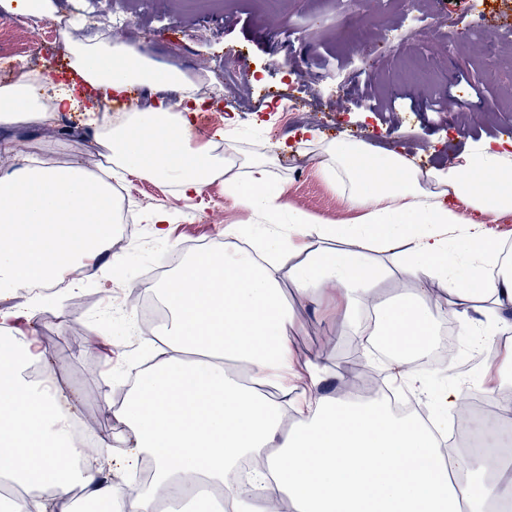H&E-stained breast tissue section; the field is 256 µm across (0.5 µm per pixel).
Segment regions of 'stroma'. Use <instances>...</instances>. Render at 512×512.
I'll use <instances>...</instances> for the list:
<instances>
[{"label":"stroma","mask_w":512,"mask_h":512,"mask_svg":"<svg viewBox=\"0 0 512 512\" xmlns=\"http://www.w3.org/2000/svg\"><path fill=\"white\" fill-rule=\"evenodd\" d=\"M59 13L82 24L120 12L130 27L113 31L116 42L134 45L162 69L189 71L207 64L224 85L222 102L195 116L194 135L222 129L234 118L242 154L252 139L287 141L273 172L288 204L339 224L358 215L346 194L322 174L311 147L292 133L315 128L323 141L347 139L373 150H395L426 170L447 163L471 143L512 144L505 131L512 123V0H366L362 14L346 15L342 0H54ZM25 0H11L0 20L24 31L22 43L0 61V83L19 68L61 72L68 59L59 52L62 38L53 20L28 27ZM405 41L406 50L391 48ZM464 94L466 108L429 112L435 97ZM86 112H65L49 126L22 137L14 152L0 153V172L18 157L61 163L79 156L90 172L107 164L105 151L86 144L92 129ZM124 193L137 213L164 208L173 214L168 238L146 224V240L124 247L123 266L114 279H88L78 296L52 288L53 305L22 323L25 334L43 337L50 379L69 383L79 412L91 424L108 418L105 402L123 394L148 357L141 340L123 326L117 306L130 302L128 284L150 283L174 253L189 243L223 240L230 224H247L249 212L224 197V181L211 182L199 196L175 198L172 187L147 178L127 177ZM284 300L296 326L290 340L297 358L324 359L333 383H340L351 344L334 321L295 303L288 275H281ZM512 340L499 338L494 369L475 362L473 353L455 350L427 373L431 392L462 381L479 384L493 373L512 389Z\"/></svg>","instance_id":"stroma-1"}]
</instances>
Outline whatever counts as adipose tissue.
Returning a JSON list of instances; mask_svg holds the SVG:
<instances>
[{"label": "adipose tissue", "instance_id": "1", "mask_svg": "<svg viewBox=\"0 0 512 512\" xmlns=\"http://www.w3.org/2000/svg\"><path fill=\"white\" fill-rule=\"evenodd\" d=\"M66 45L73 81L22 68L0 85V152L12 151L22 128L78 110L93 93L116 100L135 86H173L178 97L131 108L120 121L91 119L92 144L109 150L115 175L162 180L183 199L223 179L225 198L252 221L225 227L219 249L191 258L159 290L170 318L142 339L152 359L124 399L107 405L122 428L124 485L103 476L111 453L92 454L70 436V398L29 377L30 338L13 327L0 339V476L21 492L24 512H74L77 487L103 512H158L162 497L200 476L222 487L224 512H271L285 499L295 512H488L490 500L511 498L499 461L441 448L447 425L347 389L328 394L325 367L296 361L280 259L302 256L290 272L298 299L340 317L362 343L386 336L405 352L398 375L417 389L423 379L408 357L428 344L432 318L456 320L474 348L512 332V265L482 227L512 210V152L485 141L422 170L397 152L324 142L301 128L324 176L361 212L350 224L318 225L335 246L314 249V216L282 201L271 170L287 142L242 158L228 125L215 155L212 143L192 140L205 103L184 73L120 42ZM119 221L112 185L79 160L20 157L0 174V299L49 283L80 290L100 271ZM374 249L394 253L417 287L380 300L375 285L387 269ZM434 283L445 297L429 298ZM298 368L306 385L297 394L283 375ZM245 459L256 462L246 485L230 478ZM147 462L150 480L137 481Z\"/></svg>", "mask_w": 512, "mask_h": 512}]
</instances>
